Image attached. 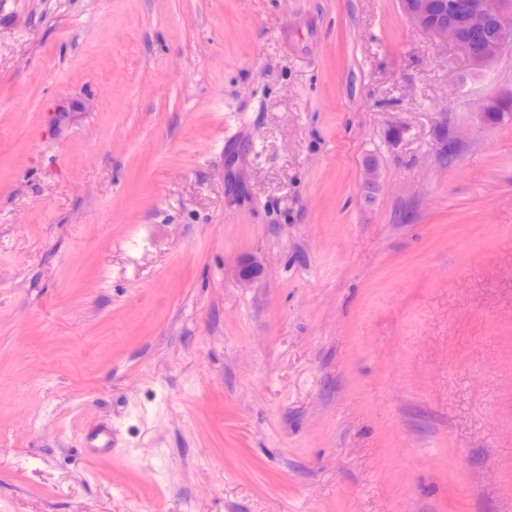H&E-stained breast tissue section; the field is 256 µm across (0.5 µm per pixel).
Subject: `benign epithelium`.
<instances>
[{"mask_svg":"<svg viewBox=\"0 0 512 512\" xmlns=\"http://www.w3.org/2000/svg\"><path fill=\"white\" fill-rule=\"evenodd\" d=\"M400 5L416 27L441 46L453 44L481 72L512 47V0H400ZM261 275L255 258L238 264V281L244 287Z\"/></svg>","mask_w":512,"mask_h":512,"instance_id":"obj_1","label":"benign epithelium"}]
</instances>
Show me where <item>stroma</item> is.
Instances as JSON below:
<instances>
[{
  "instance_id": "1",
  "label": "stroma",
  "mask_w": 512,
  "mask_h": 512,
  "mask_svg": "<svg viewBox=\"0 0 512 512\" xmlns=\"http://www.w3.org/2000/svg\"><path fill=\"white\" fill-rule=\"evenodd\" d=\"M509 99L400 0H0V512H512ZM83 448L94 455L106 454L112 451V428L95 423L87 427L83 438Z\"/></svg>"
}]
</instances>
